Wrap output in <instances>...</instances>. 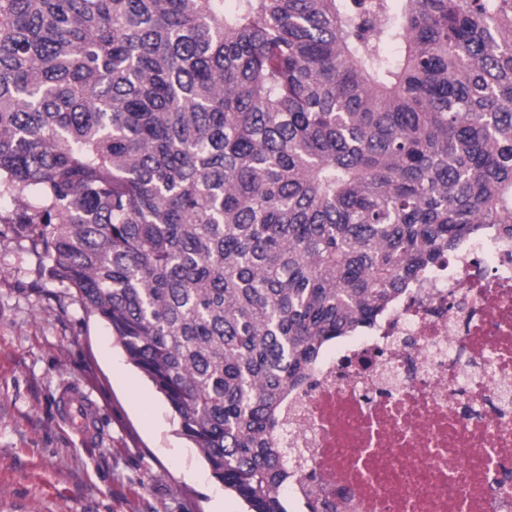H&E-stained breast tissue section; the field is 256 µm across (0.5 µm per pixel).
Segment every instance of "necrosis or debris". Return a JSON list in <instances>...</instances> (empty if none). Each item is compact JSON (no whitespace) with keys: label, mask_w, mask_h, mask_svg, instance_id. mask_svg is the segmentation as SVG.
I'll list each match as a JSON object with an SVG mask.
<instances>
[{"label":"necrosis or debris","mask_w":512,"mask_h":512,"mask_svg":"<svg viewBox=\"0 0 512 512\" xmlns=\"http://www.w3.org/2000/svg\"><path fill=\"white\" fill-rule=\"evenodd\" d=\"M288 499L512 512V237H465L288 391Z\"/></svg>","instance_id":"necrosis-or-debris-1"}]
</instances>
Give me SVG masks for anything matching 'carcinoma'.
<instances>
[{
	"label": "carcinoma",
	"instance_id": "1",
	"mask_svg": "<svg viewBox=\"0 0 512 512\" xmlns=\"http://www.w3.org/2000/svg\"><path fill=\"white\" fill-rule=\"evenodd\" d=\"M0 195L247 512L325 347L512 237V0H0Z\"/></svg>",
	"mask_w": 512,
	"mask_h": 512
}]
</instances>
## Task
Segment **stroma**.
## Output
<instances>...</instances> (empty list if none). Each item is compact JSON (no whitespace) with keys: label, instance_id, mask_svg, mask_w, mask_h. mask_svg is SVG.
Instances as JSON below:
<instances>
[{"label":"stroma","instance_id":"stroma-1","mask_svg":"<svg viewBox=\"0 0 512 512\" xmlns=\"http://www.w3.org/2000/svg\"><path fill=\"white\" fill-rule=\"evenodd\" d=\"M18 209L0 197V512H243L108 329L44 276ZM72 388L98 408L93 443L60 414Z\"/></svg>","mask_w":512,"mask_h":512}]
</instances>
